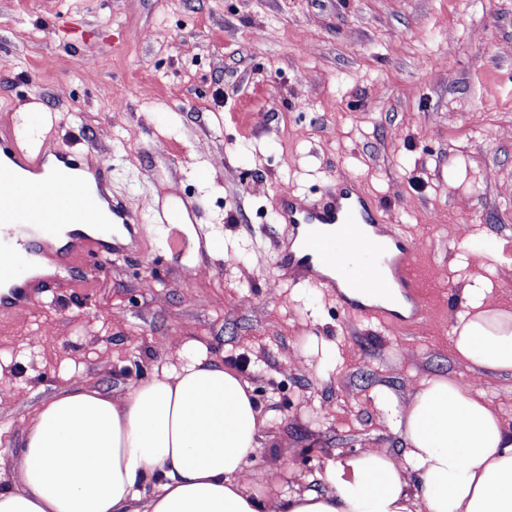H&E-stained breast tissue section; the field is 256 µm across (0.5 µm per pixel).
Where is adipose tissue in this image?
<instances>
[{
    "mask_svg": "<svg viewBox=\"0 0 512 512\" xmlns=\"http://www.w3.org/2000/svg\"><path fill=\"white\" fill-rule=\"evenodd\" d=\"M452 328L471 368L512 372V311L480 275ZM250 385L196 358L114 397L90 385L55 395L12 458L21 486L0 512H512V431L452 377L421 382L405 412L404 463L378 451L336 461L329 492L264 506L240 476L262 447Z\"/></svg>",
    "mask_w": 512,
    "mask_h": 512,
    "instance_id": "1",
    "label": "adipose tissue"
}]
</instances>
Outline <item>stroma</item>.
Here are the masks:
<instances>
[{"label":"stroma","instance_id":"1","mask_svg":"<svg viewBox=\"0 0 512 512\" xmlns=\"http://www.w3.org/2000/svg\"><path fill=\"white\" fill-rule=\"evenodd\" d=\"M10 137L108 168L149 232L0 315V458L52 395L119 396L200 354L239 362L266 417L244 474L264 502L329 491L367 450L402 461L430 377L512 429V374L470 370L449 334L475 270L512 309V0H0ZM344 174L421 253V321L278 277L279 195ZM188 202L196 218L158 223Z\"/></svg>","mask_w":512,"mask_h":512}]
</instances>
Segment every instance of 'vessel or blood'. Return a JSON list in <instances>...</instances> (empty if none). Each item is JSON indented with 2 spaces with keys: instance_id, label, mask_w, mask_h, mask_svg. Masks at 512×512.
Wrapping results in <instances>:
<instances>
[{
  "instance_id": "b4317fda",
  "label": "vessel or blood",
  "mask_w": 512,
  "mask_h": 512,
  "mask_svg": "<svg viewBox=\"0 0 512 512\" xmlns=\"http://www.w3.org/2000/svg\"><path fill=\"white\" fill-rule=\"evenodd\" d=\"M16 142H0V310L24 307L35 289L57 285L54 275H33L31 243L13 236L17 227H37L44 244H51L61 226L78 254L101 257L126 251V239H139L146 227L138 213L111 194L107 171L93 173L94 186L80 178L79 156L59 150L39 155L25 164ZM29 167L33 180L17 182V170ZM279 220L286 224L290 241L280 251V277H301L309 283L337 290L343 306L361 317L373 318L377 307L366 297L398 290L420 316L422 292L412 267L415 250L389 231L382 209L356 189L350 176L317 201L285 193L277 202ZM344 239L358 258L355 267L337 274V239Z\"/></svg>"
}]
</instances>
